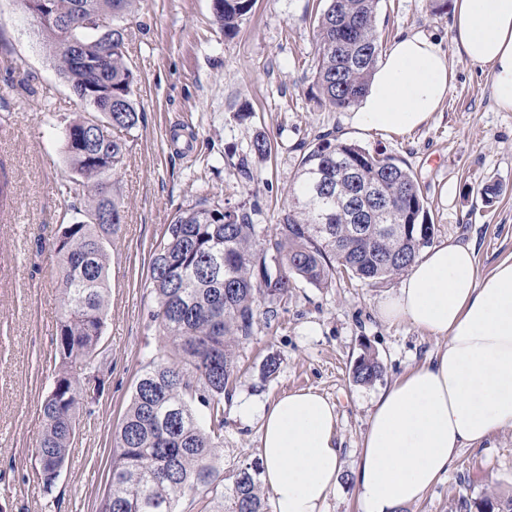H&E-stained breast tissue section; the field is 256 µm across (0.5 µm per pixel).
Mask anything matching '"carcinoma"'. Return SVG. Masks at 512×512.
I'll return each mask as SVG.
<instances>
[{"label": "carcinoma", "instance_id": "carcinoma-1", "mask_svg": "<svg viewBox=\"0 0 512 512\" xmlns=\"http://www.w3.org/2000/svg\"><path fill=\"white\" fill-rule=\"evenodd\" d=\"M57 22L41 23L53 49L54 67L84 113L63 118L60 147L73 177L62 196H84L81 218L59 225L52 245L60 262L62 313L54 339L53 386L40 404L44 421L37 442L44 485L65 464L83 402L104 390L69 372L98 355L108 305V246L124 222L125 206L105 190L123 163L138 129L136 78L125 32L140 0H45ZM216 21L237 33L255 0H219ZM319 14L313 80L332 109L355 108L368 91L382 50L376 14L379 0H326ZM112 17V29L97 22ZM78 45L65 46L63 31ZM96 93V104L88 101ZM98 108L96 161L80 144L86 113ZM502 190L490 180L480 190L485 205ZM107 211L112 223L95 222ZM245 204H216L204 195L178 210L165 225L150 260L151 323L164 350L143 369L130 405L113 435L109 490L99 512H175L184 497L199 512H265L259 466L234 474L224 488L216 465L224 443V396L237 374L235 350L253 336L258 316L273 317L291 279L318 288L336 277L382 283L404 273L434 233L412 169L402 160L372 153L330 133L320 135L300 157L288 207L271 230L254 223ZM224 255V275L212 276L207 257ZM265 311H260V307ZM357 383H370L381 366L370 351L353 367ZM206 411L200 423L195 405Z\"/></svg>", "mask_w": 512, "mask_h": 512}]
</instances>
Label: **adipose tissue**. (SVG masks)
<instances>
[{"label": "adipose tissue", "instance_id": "1", "mask_svg": "<svg viewBox=\"0 0 512 512\" xmlns=\"http://www.w3.org/2000/svg\"><path fill=\"white\" fill-rule=\"evenodd\" d=\"M451 41L489 66L495 105L512 112V0H454ZM453 78L439 42L401 36L379 60L358 122L387 134L415 130L438 111ZM379 315L445 340L378 394L363 437L355 472L361 510L398 512L424 497L461 448L512 425V258L483 275L473 243L435 244ZM260 419L274 512H325L341 469L335 405L301 390L263 408Z\"/></svg>", "mask_w": 512, "mask_h": 512}]
</instances>
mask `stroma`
Listing matches in <instances>:
<instances>
[{
	"label": "stroma",
	"instance_id": "stroma-1",
	"mask_svg": "<svg viewBox=\"0 0 512 512\" xmlns=\"http://www.w3.org/2000/svg\"><path fill=\"white\" fill-rule=\"evenodd\" d=\"M319 0H256L235 35L216 23L212 0H143L128 32L137 76L140 123L112 189L126 206L112 240L110 292L101 339L103 393L86 401L69 459L44 489L36 453L40 401L53 381V339L61 317L58 224L72 221L81 198L59 195L70 172L60 152V115L80 106L57 75L39 27L21 0H0V180L10 189L0 211V512H97L110 485L113 433L138 376L163 346L149 330L154 306L149 261L165 224L202 195L244 202L262 225L277 224L303 145L331 132L405 161L417 176L434 242H477L481 272L512 257V112L498 111L489 67L472 63L451 43L445 0H379L384 42L423 33L441 43L455 79L440 112L423 128L381 136L358 128L349 111L319 105L310 70ZM248 109V118L234 114ZM265 133L266 159L247 156ZM247 157L254 180L231 166ZM503 191L484 207L490 179ZM399 278L318 288L297 282L276 319L259 320L237 350L241 368L224 401V446L216 464L225 476L260 458V422L243 421L242 405L260 407L312 389L335 404L341 471L327 512H360L354 472L376 395L440 348L443 338L378 315ZM382 373L369 384L352 369L364 351ZM277 370L267 374L265 363ZM491 498L495 512L512 507V426L482 445L460 450L426 496L400 512H460L461 501Z\"/></svg>",
	"mask_w": 512,
	"mask_h": 512
}]
</instances>
